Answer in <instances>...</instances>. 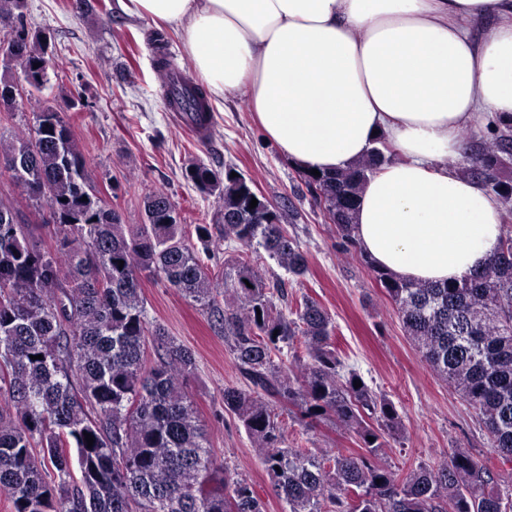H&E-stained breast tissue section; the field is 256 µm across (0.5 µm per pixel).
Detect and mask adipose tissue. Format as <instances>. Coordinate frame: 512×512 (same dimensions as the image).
Here are the masks:
<instances>
[{"label": "adipose tissue", "instance_id": "ef3b65f1", "mask_svg": "<svg viewBox=\"0 0 512 512\" xmlns=\"http://www.w3.org/2000/svg\"><path fill=\"white\" fill-rule=\"evenodd\" d=\"M180 32L213 97H245L299 168L334 171L384 137L354 236L401 279L453 282L498 250L501 209L450 168L484 110L512 119V0H126ZM484 22L474 35V22Z\"/></svg>", "mask_w": 512, "mask_h": 512}]
</instances>
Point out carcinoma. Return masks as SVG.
Returning a JSON list of instances; mask_svg holds the SVG:
<instances>
[{"mask_svg":"<svg viewBox=\"0 0 512 512\" xmlns=\"http://www.w3.org/2000/svg\"><path fill=\"white\" fill-rule=\"evenodd\" d=\"M24 8L25 0H0V46L24 23ZM47 49L38 31L10 50L5 68L34 80L32 112L21 131L0 117V172L49 228L46 242L0 201V493L12 512H264L199 423L186 392L196 369L191 350L148 317L142 280L151 276L208 310L224 331L253 386L224 387V408L261 451L288 512H512V494L487 490L492 474L463 448L404 475L383 461L402 416L357 372H342L335 325L320 303H289L285 282L267 281L242 256L209 271L161 190L144 195L142 223H125L91 187L70 116L40 98L45 68L55 66ZM165 99L193 125L211 126L201 86L172 74ZM486 129L490 141L479 143L465 173L506 207L512 179L500 170L512 158V122L492 120ZM395 157L381 139L353 168L302 173L343 250L357 248L362 184ZM231 173L203 163L185 169L200 192L223 201L224 240L261 248L289 275H305L308 258L285 228L293 210ZM360 257L398 306L407 336L512 464V233L487 268L446 285L398 280ZM282 402L302 420L336 421L362 453L288 447L275 412Z\"/></svg>","mask_w":512,"mask_h":512,"instance_id":"obj_1","label":"carcinoma"}]
</instances>
